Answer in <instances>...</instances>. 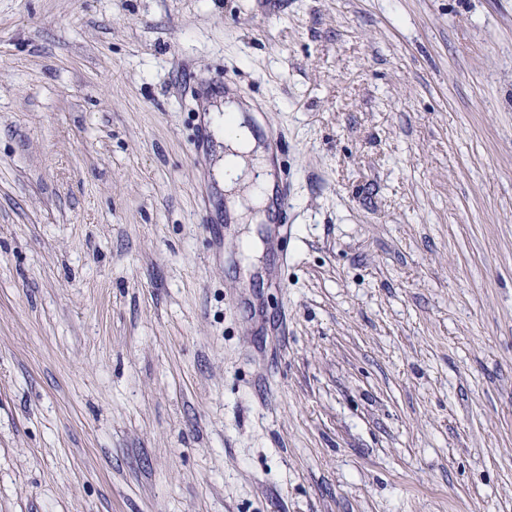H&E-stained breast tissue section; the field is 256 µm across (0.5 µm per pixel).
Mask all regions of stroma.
<instances>
[{"instance_id": "obj_1", "label": "stroma", "mask_w": 512, "mask_h": 512, "mask_svg": "<svg viewBox=\"0 0 512 512\" xmlns=\"http://www.w3.org/2000/svg\"><path fill=\"white\" fill-rule=\"evenodd\" d=\"M0 512H512V0H0ZM237 105L228 99L224 104V160L217 168V179H223L224 188L228 191L240 185H252L254 175L262 174L263 169H269L267 161L262 160L254 152L256 143L244 118L238 114ZM257 155V156H255ZM241 177V180H239ZM259 178L251 191V204L256 209H263V195ZM266 193L271 202V206L275 212H278L282 226H288V211L291 209V199L288 193V182L277 180L271 189H267Z\"/></svg>"}]
</instances>
